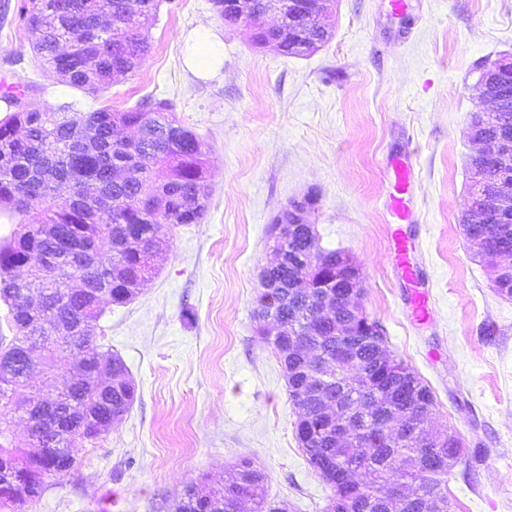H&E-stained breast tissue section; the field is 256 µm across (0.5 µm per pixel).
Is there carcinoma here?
I'll use <instances>...</instances> for the list:
<instances>
[{"instance_id": "1", "label": "carcinoma", "mask_w": 512, "mask_h": 512, "mask_svg": "<svg viewBox=\"0 0 512 512\" xmlns=\"http://www.w3.org/2000/svg\"><path fill=\"white\" fill-rule=\"evenodd\" d=\"M160 0H25L19 13L33 34L32 50L43 66L59 79L85 93L96 94L118 77L135 73L146 61L149 34L144 19L156 14ZM263 0H252V19L247 24L252 40L266 47L278 41L285 56L298 57L296 42L288 30L274 33L260 23ZM12 111L0 119V216L18 219L19 229L0 244V303L7 307L11 336H0V369L10 366L21 374L8 386L0 385V458L30 463L46 481V487L77 469L72 448L85 440L81 424L112 416L122 420L136 399V386L122 358L112 355V382L95 372L102 355L95 338L84 335L81 324L98 320L106 301L127 304L156 272L145 262L151 251H163L175 224H197L203 218L211 194L210 173L204 142L183 126L170 104L151 96L135 106L79 112L72 104L57 108H29L12 87L0 95ZM485 133L496 134L503 126L512 129V78L485 118ZM119 127L143 134L136 150L115 137ZM468 167L485 173L484 192L494 186V167L486 157L471 154ZM60 185L69 188V200L34 212L21 195L53 200ZM312 205L306 199L279 220L286 223L288 252L284 261L267 271L255 300L253 314L271 316L278 332L265 337L277 346L291 339L301 341L307 355L290 353L282 360L288 377V398L296 420L295 437L309 464L330 487L324 512H445L448 473L464 455L461 441L448 428L438 448H420L421 424L434 407L431 388L403 361L391 366L378 362L368 328L361 330L354 358L340 364L336 323L312 328L309 321L322 307L303 288L311 279L322 286L321 297L336 299V265L356 266L346 254L324 250L314 225L303 223L302 213ZM53 228H64L68 241L88 250L83 258L61 256L52 269L41 267L40 252L56 247ZM463 233L475 257L486 249L501 253L490 270L495 291L512 298V223L465 224ZM110 248L103 252L102 241ZM30 265L38 287L25 303H17V269ZM78 276L90 292L63 301L69 280ZM43 323L44 336L56 337L45 347V368L68 365L61 350L77 347L80 360L70 383L73 411L69 421L73 435L56 439L48 423L37 421L29 428L38 452L27 453L11 444L12 417L35 401L25 392L32 371V324ZM320 375L324 398L297 399L298 390L312 374ZM360 404L359 418L364 448L336 447L333 429L336 414ZM266 473L248 457L240 458L227 473L224 484H190L173 506L174 512H199L203 492L222 502V512H240L244 501L253 512H281L280 504L267 501ZM404 484L412 497L394 501L388 489ZM37 501L23 487L0 509L23 512Z\"/></svg>"}]
</instances>
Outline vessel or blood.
<instances>
[{
	"label": "vessel or blood",
	"instance_id": "b4317fda",
	"mask_svg": "<svg viewBox=\"0 0 512 512\" xmlns=\"http://www.w3.org/2000/svg\"><path fill=\"white\" fill-rule=\"evenodd\" d=\"M388 172L390 175L389 211L396 222L391 235L394 266L406 282L414 284L413 316L416 320L425 321L430 317V297L417 288L419 272L412 256L414 246L403 230L404 225L415 220L410 206L414 165L409 154L403 153L390 158Z\"/></svg>",
	"mask_w": 512,
	"mask_h": 512
}]
</instances>
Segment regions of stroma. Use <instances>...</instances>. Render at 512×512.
Listing matches in <instances>:
<instances>
[{
  "label": "stroma",
  "mask_w": 512,
  "mask_h": 512,
  "mask_svg": "<svg viewBox=\"0 0 512 512\" xmlns=\"http://www.w3.org/2000/svg\"><path fill=\"white\" fill-rule=\"evenodd\" d=\"M23 2L0 0V84L23 87L31 106L82 112L168 99L212 173L201 223L172 226L156 274L97 321L99 351L119 354L137 385L132 409L74 448L77 470L31 512H172L187 485L223 481L244 456L267 472L269 499L323 512L330 490L295 438L284 366L253 314L273 220L307 197L320 246L352 258L388 351L430 386L435 422L463 444L448 512H512V298L496 293L461 226L475 84L512 54V0H409L401 18L387 0H335L332 37L307 57L255 47L212 0H162L146 63L96 95L36 60ZM202 23L224 44L205 76L186 52ZM404 152L418 218L406 231L431 295L422 323L390 249L387 160Z\"/></svg>",
  "instance_id": "1"
}]
</instances>
